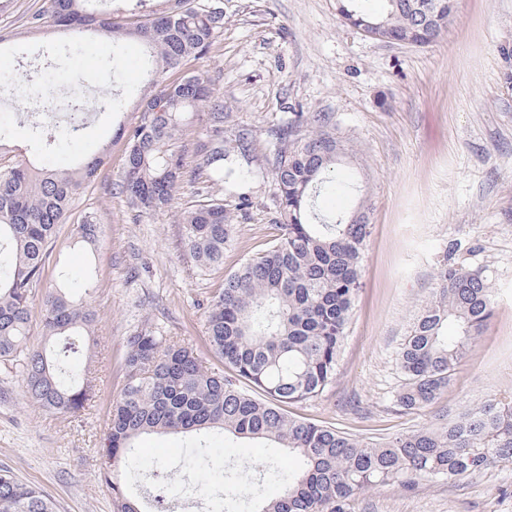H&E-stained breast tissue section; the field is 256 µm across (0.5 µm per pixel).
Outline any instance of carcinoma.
Masks as SVG:
<instances>
[{
  "instance_id": "carcinoma-1",
  "label": "carcinoma",
  "mask_w": 512,
  "mask_h": 512,
  "mask_svg": "<svg viewBox=\"0 0 512 512\" xmlns=\"http://www.w3.org/2000/svg\"><path fill=\"white\" fill-rule=\"evenodd\" d=\"M97 2L44 0L29 29L50 26L75 36L96 30L115 42L141 44L152 81L163 86L144 97L139 121L126 134L120 191L138 215H163L184 183L182 132L194 113L214 102L203 76L179 71L209 48L224 25L222 0H156L153 10L139 16L102 12ZM362 2L336 0V11L357 30L375 24L372 39L382 42L429 45L455 19L456 0H383L377 14L366 12ZM176 73L179 77L169 79ZM211 123V181L232 185L236 171L224 168V113H211ZM340 151L339 141L324 129L275 150L282 234L225 278L206 311L210 349L260 397L211 371L184 341L150 328L128 337L126 382L112 402L102 448L106 467L100 470L112 491L113 512H143L115 469L142 435L155 431L199 434L220 427L236 436L272 440L298 456L302 467L289 475L283 494L255 512H349L356 496L382 484L412 492L422 480L457 481L491 463L512 462V398L489 399L450 424L381 444L288 414V405L320 395L334 380L360 285L369 236L365 213L312 222V199L329 182ZM106 152L104 145L63 169L0 164V366L18 379L36 408L51 414H74L92 399L91 381L76 362L96 344L95 313L64 286L45 290L42 343L35 346L30 341L33 298L60 226ZM179 220L200 268L223 265L233 233L223 201H200ZM78 235L92 246L98 227L86 219ZM493 312L494 289L483 272L444 262L435 294L400 348L404 385L397 405L416 410L440 398ZM0 512H56V507L38 488L0 468Z\"/></svg>"
}]
</instances>
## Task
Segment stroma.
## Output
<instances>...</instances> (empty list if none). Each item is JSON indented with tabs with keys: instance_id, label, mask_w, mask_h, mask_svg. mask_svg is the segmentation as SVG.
Here are the masks:
<instances>
[{
	"instance_id": "35a3bbf8",
	"label": "stroma",
	"mask_w": 512,
	"mask_h": 512,
	"mask_svg": "<svg viewBox=\"0 0 512 512\" xmlns=\"http://www.w3.org/2000/svg\"><path fill=\"white\" fill-rule=\"evenodd\" d=\"M224 25L184 72L203 75L224 106L226 165L243 177L237 193L209 183L205 147L210 114L195 116L180 140L186 179L171 211L136 216L119 190L127 141L118 128L139 120L145 94L155 93L137 43H113L86 33L79 40L26 21L44 0H0V142L13 160L62 167L108 151L61 226L44 284L66 271L73 290L87 275L98 288L97 346L88 368L93 398L73 415H51L0 376V468L48 495L56 512H112L101 482L103 443L111 405L125 381L127 338L143 327L196 348L205 365L223 370L210 349L204 312L225 277L260 256L281 234L278 185L271 160L279 129L300 138L326 118L343 145L333 183L316 200L319 214L365 209L371 234L361 286L345 329L336 377L322 394L289 405L290 415L351 438L381 443L455 417L485 399L512 393V0H458L447 32L426 46L379 42L344 24L336 0H223ZM37 85L59 100L81 98L88 127L66 147L51 148L34 124L62 130L13 93ZM123 99L120 111L98 104ZM249 199L239 206L238 195ZM213 198L234 215L224 264L200 270L173 215ZM99 227L95 249L76 242L83 220ZM484 271L496 292L495 313L475 352L432 405L401 410L398 353L431 299L444 258ZM198 450L183 433H150L137 442L128 470L163 501L197 496L212 512L209 493L225 477L248 473L260 497L283 493L299 461L266 439L214 428ZM350 512H512V463L497 462L452 483L420 482L414 492L387 484L357 497Z\"/></svg>"
}]
</instances>
